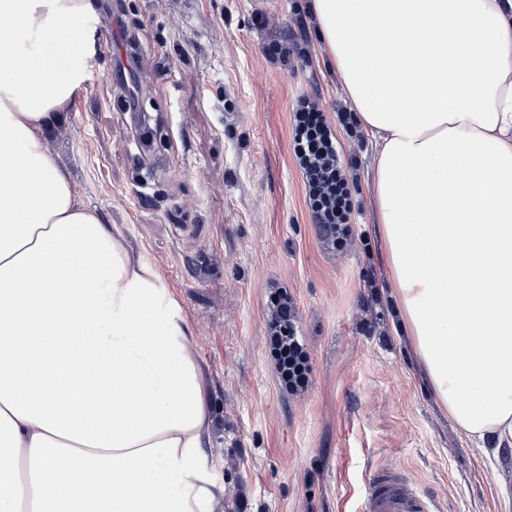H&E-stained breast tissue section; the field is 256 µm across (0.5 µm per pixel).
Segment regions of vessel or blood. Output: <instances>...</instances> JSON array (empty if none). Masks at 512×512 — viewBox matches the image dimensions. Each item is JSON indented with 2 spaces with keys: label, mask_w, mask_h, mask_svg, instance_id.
Returning a JSON list of instances; mask_svg holds the SVG:
<instances>
[{
  "label": "vessel or blood",
  "mask_w": 512,
  "mask_h": 512,
  "mask_svg": "<svg viewBox=\"0 0 512 512\" xmlns=\"http://www.w3.org/2000/svg\"><path fill=\"white\" fill-rule=\"evenodd\" d=\"M361 512H440L434 498L411 484L402 471L375 468L369 474Z\"/></svg>",
  "instance_id": "obj_1"
}]
</instances>
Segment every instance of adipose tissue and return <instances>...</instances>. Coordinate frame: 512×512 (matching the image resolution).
<instances>
[{
	"label": "adipose tissue",
	"instance_id": "1",
	"mask_svg": "<svg viewBox=\"0 0 512 512\" xmlns=\"http://www.w3.org/2000/svg\"><path fill=\"white\" fill-rule=\"evenodd\" d=\"M311 8L375 141L394 330L462 435L512 447V0ZM90 23L0 0V512H218L180 307L48 146Z\"/></svg>",
	"mask_w": 512,
	"mask_h": 512
}]
</instances>
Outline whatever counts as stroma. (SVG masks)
<instances>
[{
    "instance_id": "obj_1",
    "label": "stroma",
    "mask_w": 512,
    "mask_h": 512,
    "mask_svg": "<svg viewBox=\"0 0 512 512\" xmlns=\"http://www.w3.org/2000/svg\"><path fill=\"white\" fill-rule=\"evenodd\" d=\"M310 0H125L93 14L95 54L50 148L81 201L171 289L205 373L210 478L228 512H358L370 468L401 470L445 512L512 507V447L462 437L427 391L395 307L369 203L373 144L338 126L349 102ZM124 27L143 127L123 108L107 32ZM287 48L274 59L270 45ZM315 101L356 188L352 233L313 224L291 148L298 98ZM288 287L310 383L280 384L267 296Z\"/></svg>"
}]
</instances>
